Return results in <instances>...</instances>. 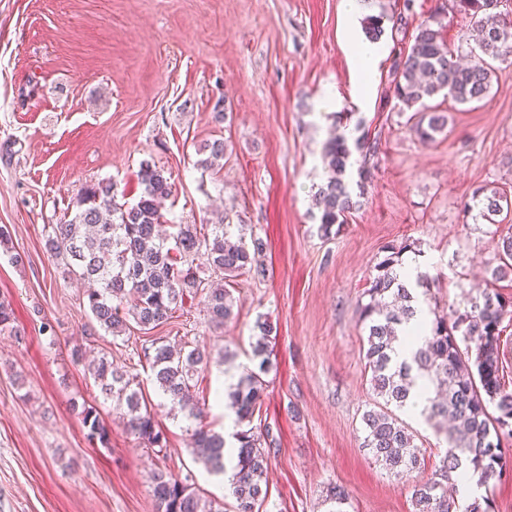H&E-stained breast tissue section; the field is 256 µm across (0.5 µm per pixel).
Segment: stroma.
I'll return each instance as SVG.
<instances>
[{
  "instance_id": "stroma-1",
  "label": "stroma",
  "mask_w": 512,
  "mask_h": 512,
  "mask_svg": "<svg viewBox=\"0 0 512 512\" xmlns=\"http://www.w3.org/2000/svg\"><path fill=\"white\" fill-rule=\"evenodd\" d=\"M412 33L380 40L361 104L348 43L363 36L362 18H346L342 0H0V226L24 258L13 264L0 248V300L18 329L0 334V512H153L158 468L193 472L234 512L227 478L194 459L187 423L162 404L143 350L159 337L229 350L237 377L261 315L277 329L260 414L270 512H328L334 485L348 492V512H414L410 481L362 446L374 395L359 304L384 248L404 241L417 245L441 309L470 307L489 286L512 298V274L493 275L495 230L512 226V212L491 224L466 208L489 182L512 194V65L483 102L442 100L448 127L425 145L408 113L383 107L391 52ZM360 120L380 140L375 179L325 238L313 205L324 145L356 137ZM216 138L226 144L218 172L198 164ZM144 163L174 185L167 224L220 218L232 238L266 244L265 278H236L238 316L224 327L210 324L200 293L162 326L113 337L45 248L49 225L74 216L85 185L112 181L119 201L136 203ZM79 344L134 376L168 435L165 455L147 451L108 403L111 445L89 441L71 403L99 390L70 356Z\"/></svg>"
}]
</instances>
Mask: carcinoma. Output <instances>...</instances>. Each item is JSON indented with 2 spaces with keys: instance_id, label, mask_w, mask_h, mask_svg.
Wrapping results in <instances>:
<instances>
[{
  "instance_id": "cac0c4a2",
  "label": "carcinoma",
  "mask_w": 512,
  "mask_h": 512,
  "mask_svg": "<svg viewBox=\"0 0 512 512\" xmlns=\"http://www.w3.org/2000/svg\"><path fill=\"white\" fill-rule=\"evenodd\" d=\"M453 13L469 19L465 41L473 59L461 63L448 50L442 37V22L433 14L414 29L413 43L393 55L389 68V92L399 111H415L419 119L410 131L422 142L436 139L448 126V117L429 104L441 95L466 105L488 97L494 62L512 55V0H451ZM397 30L407 25L403 15L384 12L367 14L363 25L368 41L378 42L385 34V23ZM361 134L353 139L333 136L324 148L330 176L314 195L319 231L324 237L334 226L347 223L361 206L365 185L373 180L371 157L378 151V138L357 122ZM208 155L198 161L206 170L224 166L225 144L214 139L206 145ZM363 158L357 170L359 193H353L347 173L353 154ZM143 186L133 205L117 202L116 184L100 181L86 187L78 199L74 216L64 224L50 225L46 247L64 262L67 274L87 280L89 310L105 332L114 337L126 334L131 325L152 330L164 324L183 305L185 297L206 292V312L210 323L222 326L237 317L236 299L227 285L240 275L254 279L266 276V267L256 259L265 243L256 237L251 244L231 240L224 225H212L203 233L195 224H178L177 231L165 238L160 204L172 195V183L165 171L145 164L139 171ZM477 217H494L512 209L506 190L484 184L474 195ZM414 249L404 242L385 248L375 265L360 305V320L366 332L364 371L370 374L375 394L373 407L362 415L364 447L387 473L413 479L412 502L415 512H492L489 497L475 499L461 507L448 493L455 477L466 468L480 474L481 482L512 472V458L502 448L504 437L512 438V389L506 383L503 367V322L512 314V300L495 290H485L482 301L471 308L448 315L434 306L421 342L411 358L401 360L395 347L398 329L415 318L421 303L436 301L431 282L422 273L415 286L400 277L402 255ZM500 264L495 275L512 272V234L500 238ZM205 266L222 276L224 284L212 287L197 274ZM251 359L258 371H251L224 390L227 406L235 413L232 433L234 453H224L223 434L203 425L189 428L197 455L210 464L215 475L225 473V458L235 461L230 476L235 512H262L268 502L269 452L262 432L252 426L261 411L266 382L262 375L272 368L274 326L269 319H257ZM159 394L170 403V410L188 421L201 419L204 408L197 397L195 375L207 368L209 355L199 348L186 350L155 341L143 351ZM91 376L100 389L103 402H117L125 408L124 419L146 449L158 455L168 448L165 433L155 424L141 389L135 387L128 371L101 357L92 364ZM88 438L103 448L110 446V435L97 407L84 402L75 406ZM418 411L429 423L439 419L450 423L445 432L448 448L431 474L424 475L425 456L416 443L418 431L399 415ZM155 512H224V506L205 499L190 473L180 477L158 470L152 477ZM330 512H345L349 495L341 486L328 490Z\"/></svg>"
}]
</instances>
